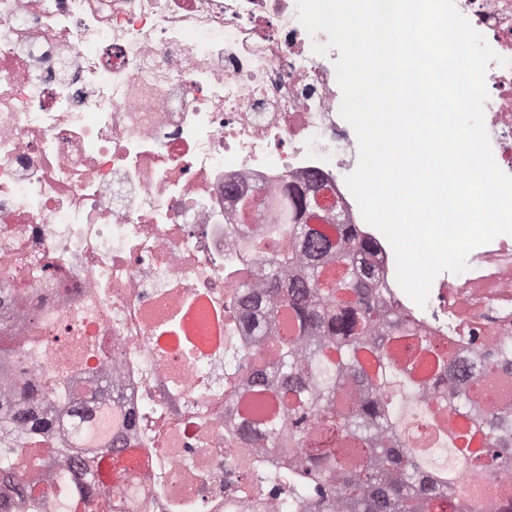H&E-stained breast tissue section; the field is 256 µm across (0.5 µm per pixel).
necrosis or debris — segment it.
I'll return each instance as SVG.
<instances>
[{
    "instance_id": "necrosis-or-debris-1",
    "label": "necrosis or debris",
    "mask_w": 512,
    "mask_h": 512,
    "mask_svg": "<svg viewBox=\"0 0 512 512\" xmlns=\"http://www.w3.org/2000/svg\"><path fill=\"white\" fill-rule=\"evenodd\" d=\"M497 55L484 122L512 174V0H454ZM297 0H0V327L54 312L90 336L136 423L116 499L145 512H312L302 472L247 443L230 409L244 375L156 342L201 297L249 349L235 302L258 269L238 228L314 179L322 223L375 245L387 298L441 351L512 336V235L439 273L425 305L342 179L359 144L341 116L336 52L314 53Z\"/></svg>"
}]
</instances>
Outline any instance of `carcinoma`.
<instances>
[{"mask_svg":"<svg viewBox=\"0 0 512 512\" xmlns=\"http://www.w3.org/2000/svg\"><path fill=\"white\" fill-rule=\"evenodd\" d=\"M306 200L281 203L262 233L240 234L255 251H268L260 272L264 290L239 288L241 303L263 315L247 319L265 339V369L257 354L224 349L225 366L248 370L251 388L241 402L243 439L262 448L296 451L316 472L309 487L317 512H512V501L459 494L473 469L512 470V402L483 386L512 376V337L476 361L447 358L405 323L382 309L372 265L373 243L354 224L327 232L303 220ZM345 268L334 287L323 277L331 260ZM99 347L81 342L58 362L40 336L22 340L0 330V361L13 360V377L0 373V481L39 483L26 469L34 448L55 468L48 494L52 512H114L104 477L125 472L122 449L96 436L98 421L116 417L110 382L77 401L75 380ZM448 378V392L425 386ZM445 408L463 434L424 453L412 446L417 428Z\"/></svg>","mask_w":512,"mask_h":512,"instance_id":"cac0c4a2","label":"carcinoma"}]
</instances>
